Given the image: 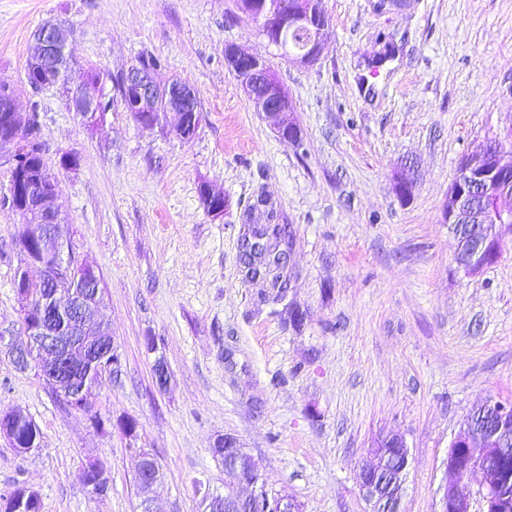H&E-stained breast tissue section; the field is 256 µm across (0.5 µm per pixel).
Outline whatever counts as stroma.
I'll use <instances>...</instances> for the list:
<instances>
[{
	"label": "stroma",
	"mask_w": 512,
	"mask_h": 512,
	"mask_svg": "<svg viewBox=\"0 0 512 512\" xmlns=\"http://www.w3.org/2000/svg\"><path fill=\"white\" fill-rule=\"evenodd\" d=\"M321 3L323 56L304 69L237 0H0V84L37 116L60 234L99 275L123 360L81 412L0 355V410L22 409L41 431L27 454L0 436V495L21 484L41 512H141L145 449L161 472L157 512H200L204 491L224 490L211 447L231 434L299 512H369L358 462L398 434L410 454L401 512H440L462 422L488 398L512 400V242L468 277L444 222L462 157L512 127V0H405L383 14L375 0ZM49 21L72 31L75 71L111 76L98 126L62 88L24 82ZM388 41L395 57L371 73ZM228 44L266 58L301 143L255 111L224 64ZM150 57L158 83L196 91L194 135L124 110L115 80ZM65 151L77 168L60 166ZM406 165L414 187L402 196ZM205 186L223 193V214L208 211ZM271 212L288 233L281 292L240 262L244 234ZM19 222L0 207V325L14 329ZM122 417L135 437L114 428ZM90 458L110 478L105 496L83 481Z\"/></svg>",
	"instance_id": "1"
}]
</instances>
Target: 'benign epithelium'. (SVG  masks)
<instances>
[{"instance_id": "7a95c632", "label": "benign epithelium", "mask_w": 512, "mask_h": 512, "mask_svg": "<svg viewBox=\"0 0 512 512\" xmlns=\"http://www.w3.org/2000/svg\"><path fill=\"white\" fill-rule=\"evenodd\" d=\"M242 12L258 15L265 21L263 35L278 47H286L288 31L303 29L309 41L300 52L289 54L300 67L316 64L323 53L324 32L329 17L320 11L317 0H294L284 12L276 0H240ZM70 30L46 24L37 33L38 59L52 60L58 52L72 46ZM224 63L239 81L256 111L268 119L283 139L300 142V129L295 119V106L287 91L275 77L266 59L234 45L224 46ZM123 91L133 112L163 97L169 105L163 115L175 118L178 128L199 122L197 95L194 90L174 82L160 88L151 72L130 69L122 79ZM60 86L71 92L69 108L79 114L89 126L102 122L98 110V95L85 76L70 74L31 85L37 91L43 87ZM38 137V130L29 127L28 118L17 111L14 92L0 89V156L5 155L11 172L25 165L26 144ZM55 194L53 180L36 177L10 181L9 195L24 214L18 227L17 240L31 237L39 240L37 253H18L15 293L20 315L37 310V317L24 331L26 342H16L13 332L0 328V353H5L21 369L35 366L53 392L72 409L84 406L87 393L106 374L117 377L121 372L122 356L112 336L105 296L98 275L89 263H78L64 257L70 251L69 242L62 239L57 224V210L51 206ZM446 223L458 239L455 258L458 269L473 276L500 258L504 245L512 241V128L502 137L489 142L482 150L465 155L456 179L448 188ZM36 267L40 276L33 279L28 268ZM494 407L498 424L490 429L476 427L466 418L452 440L446 469L450 480L443 488L441 512H512V500L500 494L503 483L512 479L507 466H493L491 461L512 451V405L487 400L481 410ZM22 411L0 412V435L15 441ZM211 452L224 455V497L214 493L203 496L205 510L224 508V512H251L252 505L265 489L263 474L256 461L230 434L218 438ZM153 455L139 453L136 483L147 491L159 482L151 474ZM409 449L402 436L391 434L377 439L365 450L361 464V489L371 512H382L390 504L400 512ZM482 474L478 488L471 492L464 484L474 472ZM395 473L393 499L385 501L378 478Z\"/></svg>"}]
</instances>
